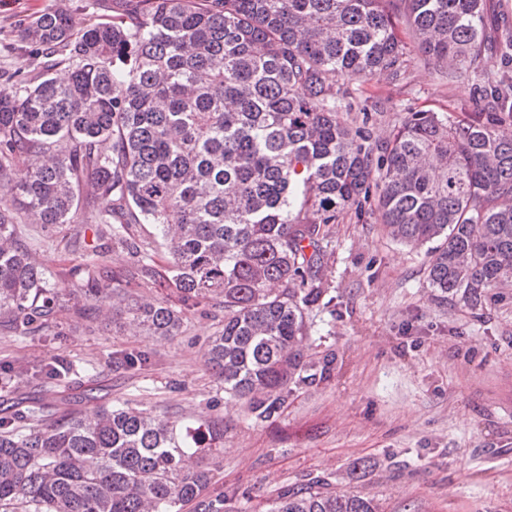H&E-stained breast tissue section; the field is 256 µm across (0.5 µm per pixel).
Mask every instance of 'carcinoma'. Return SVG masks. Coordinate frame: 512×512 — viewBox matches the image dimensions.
<instances>
[{"label": "carcinoma", "instance_id": "1", "mask_svg": "<svg viewBox=\"0 0 512 512\" xmlns=\"http://www.w3.org/2000/svg\"><path fill=\"white\" fill-rule=\"evenodd\" d=\"M488 11L489 0H112V17L90 24L38 16L25 28L31 74L0 71V328L57 336L85 295L173 337L214 301L223 328L205 363L264 422L292 387L333 371L335 357L304 354L307 311L336 301L322 277L329 225L371 208L394 241L433 244L440 297L483 309L512 287V83L473 84L480 111L457 121L408 112L377 143L368 110L358 125L340 117L352 104L329 76L397 78L411 52L448 82L479 74L498 53ZM62 224L96 226L128 265L96 257L50 280L33 245ZM131 224L155 233L137 240ZM148 285L168 299L140 294ZM222 447L219 419L177 428L127 403L87 414L21 401L0 412V512H232L209 493ZM262 512L380 507L316 480Z\"/></svg>", "mask_w": 512, "mask_h": 512}]
</instances>
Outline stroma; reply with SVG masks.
<instances>
[{"instance_id":"1","label":"stroma","mask_w":512,"mask_h":512,"mask_svg":"<svg viewBox=\"0 0 512 512\" xmlns=\"http://www.w3.org/2000/svg\"><path fill=\"white\" fill-rule=\"evenodd\" d=\"M106 0H0V68H32L23 30L37 15L61 11L97 21ZM473 73L440 81L418 56L404 74L339 79L355 108L373 109L374 139L385 138L406 112L458 119L473 111ZM38 250L50 274L90 257L81 228L67 224L43 236ZM425 248L393 241L380 215L358 224L331 225L323 276L336 309L308 314L307 352H335L332 377L293 390L273 419L255 421L244 401L224 393V382L204 362L209 338L224 313L208 303L188 312L170 339L118 328L104 318L64 314L57 336L0 332V404L41 397L28 366L66 367L68 394H82L98 378L104 400L131 401L175 424L224 420V446L214 480L235 512H259L282 487L321 476L336 488L380 501L383 512H512V288L486 309L437 297L427 282ZM141 351L146 364L122 358ZM358 459L374 471L351 479Z\"/></svg>"}]
</instances>
